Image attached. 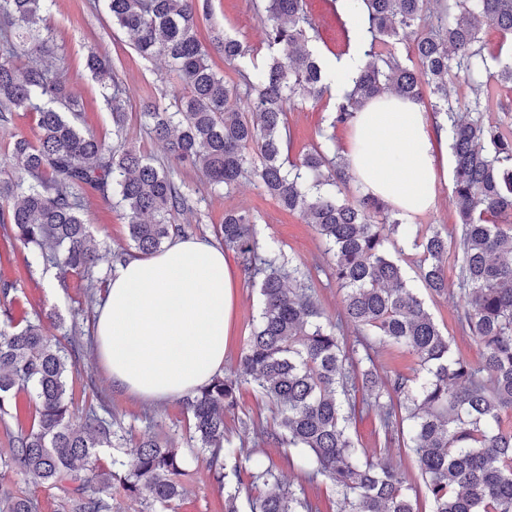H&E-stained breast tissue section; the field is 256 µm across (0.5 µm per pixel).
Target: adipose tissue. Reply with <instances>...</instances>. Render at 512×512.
<instances>
[{
	"instance_id": "ef3b65f1",
	"label": "adipose tissue",
	"mask_w": 512,
	"mask_h": 512,
	"mask_svg": "<svg viewBox=\"0 0 512 512\" xmlns=\"http://www.w3.org/2000/svg\"><path fill=\"white\" fill-rule=\"evenodd\" d=\"M344 155L363 193L401 216L434 207L436 148L447 127L427 123L419 104L377 98L350 122ZM234 280L223 251L175 238L119 265L95 322V353L114 388L149 403L182 397L223 373Z\"/></svg>"
}]
</instances>
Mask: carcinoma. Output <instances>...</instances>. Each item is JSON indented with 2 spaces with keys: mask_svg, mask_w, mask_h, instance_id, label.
<instances>
[{
  "mask_svg": "<svg viewBox=\"0 0 512 512\" xmlns=\"http://www.w3.org/2000/svg\"><path fill=\"white\" fill-rule=\"evenodd\" d=\"M112 26L125 31L144 59L160 57L177 72L185 93L176 109L143 103L153 135L174 159L201 170L229 193L250 176L279 207L314 226L331 256L327 276L344 290L343 315L362 339L347 345L341 325L315 297L309 270L286 261L276 242L259 243L256 217L228 210L218 236L247 279L259 286V321L238 368L182 398L189 440L207 454L214 480L225 489L224 512H320L302 487L285 485L262 445L288 447L305 478L334 486L340 512H420L407 471L389 459L367 458L350 431L352 421L378 411L384 448H406L415 458L430 512H512V129L485 121L483 98L492 85L512 84V64L492 71L483 33L512 36V0H358L370 33L367 61L334 106L330 128L349 123L367 101L391 94L434 97L433 111L448 124L454 159L453 237L408 224L400 213L360 189L350 191L336 137L297 154L283 137L288 107L320 99L344 76L324 69L308 47L315 29L307 0H260L267 53L227 31L214 30L224 62L243 77L245 92L224 79L198 38L200 10L209 0H106ZM54 0H0V121L33 112L37 139L12 144L9 173L0 179V223L33 245L47 262L88 270L101 259L83 213L81 194L115 199L127 219L131 245L158 251L185 228L175 214L188 199L169 174L126 144L123 89L106 57L86 66L112 86L113 147L80 125L82 103L64 69L40 61L20 65L16 50L49 51L40 24ZM413 36L408 61L392 43ZM462 79L471 95L457 97ZM418 250L420 277L436 296H448L454 267L462 302V334L483 348L474 367L452 347L424 301L405 279L391 235ZM0 417H16L17 398L34 403L28 429L0 456L63 490L68 512H118L112 489L141 501L143 512H168L183 494L188 464L174 444L143 439L129 458L117 450L122 428L95 408L73 407L77 345L45 334L40 324L0 311ZM394 346L417 357L411 376L380 372L374 353ZM249 385L275 406L274 423L243 422L254 447L225 434L224 414ZM255 492L241 499L242 474ZM0 512H38L31 497L0 488Z\"/></svg>",
  "mask_w": 512,
  "mask_h": 512,
  "instance_id": "carcinoma-1",
  "label": "carcinoma"
}]
</instances>
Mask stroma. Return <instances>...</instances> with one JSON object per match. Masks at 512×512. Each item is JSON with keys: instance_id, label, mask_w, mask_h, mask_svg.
<instances>
[{"instance_id": "1", "label": "stroma", "mask_w": 512, "mask_h": 512, "mask_svg": "<svg viewBox=\"0 0 512 512\" xmlns=\"http://www.w3.org/2000/svg\"><path fill=\"white\" fill-rule=\"evenodd\" d=\"M212 17L201 22L199 36L209 41L212 27H220L243 40L247 45L263 48V23L251 0H210ZM53 36L54 53L48 62L64 66L75 82V90L83 102L82 121L103 139L112 137V113L99 81L85 67L88 55L108 56L119 82L126 90L125 129L128 143L149 155L154 164L162 167L190 199L189 210L177 215L187 236L215 240V226L222 223L230 209H249L258 217L257 234L260 241L277 240L287 257L305 267L328 266L330 258L312 225L302 216L280 209L264 195L254 182L243 181L231 193L213 189L203 174L177 163L164 144L149 132L141 114L144 101L150 98L170 105L182 93L183 85L170 73L162 59L141 58L127 37L108 21L102 0H55L45 21ZM330 113L325 103L311 99L291 108L288 128L293 152H301L320 142V133L328 129ZM452 173L440 178L436 204L416 215L423 227L454 230L457 224L452 202ZM91 234L99 250H120L128 247V226L122 213L111 202L96 194L83 200ZM401 252V265L407 279L424 300L436 322L453 345L461 348L473 365H481L482 351L477 343L463 337L457 324L461 309L456 295H431L419 277L416 255L409 243L395 239ZM225 259L234 275V303L230 316L225 370L234 369L241 357L246 340L256 325L260 310L257 286L243 275L233 253ZM114 269L110 261H99L87 271H72L53 264L36 262L31 247L17 239L10 226L0 224V284L14 287L6 298L15 319L40 321L48 334L60 336L79 329V352L76 356L79 378L75 385L74 406L82 410L91 405L106 403L126 431L125 452H134L145 436L161 440L174 439L189 461L190 476L185 481L186 493L175 504V512H224V491L214 481L206 461L185 439L188 417L180 399H171L158 406L148 407L136 398L113 389L107 372L95 355L92 332L95 311L102 303ZM261 416L272 420L273 407L250 387L240 392L234 414L225 417L227 435L236 442L252 444L253 433L246 430L245 419ZM267 456L278 466L284 482L304 485L307 495L318 504L320 512H339L336 494L328 481L306 482L295 463L286 459L284 448L266 446ZM4 488L37 499L40 512H66L65 494L36 482L17 469L0 472Z\"/></svg>"}]
</instances>
